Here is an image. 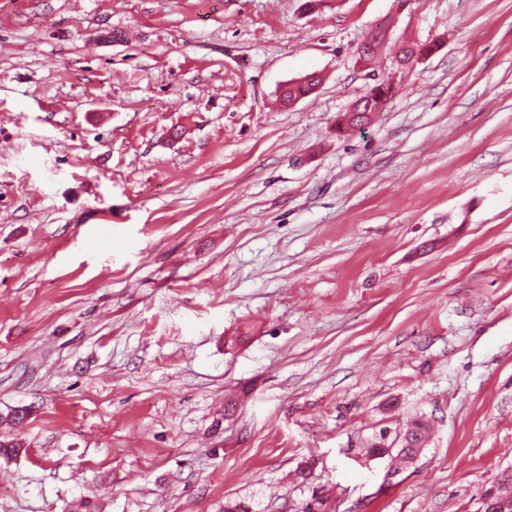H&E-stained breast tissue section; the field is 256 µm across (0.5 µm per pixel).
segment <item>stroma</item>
<instances>
[{
    "mask_svg": "<svg viewBox=\"0 0 512 512\" xmlns=\"http://www.w3.org/2000/svg\"><path fill=\"white\" fill-rule=\"evenodd\" d=\"M405 41L434 51L401 72ZM21 408L0 512L512 493V0H0V414ZM420 416L412 464L367 455ZM321 77L311 73L296 80L288 82L283 88L280 98L284 104H291L294 101L311 94L320 84ZM387 79L388 78L379 79L367 93L355 101L356 103L364 101V112L358 110V112H346L343 115L342 123L346 127L361 126L369 122L370 114L379 112L382 109L388 95L394 90V84L386 81ZM359 105L360 103L357 104L356 108L359 109ZM358 113H362V115Z\"/></svg>",
    "mask_w": 512,
    "mask_h": 512,
    "instance_id": "1",
    "label": "stroma"
}]
</instances>
